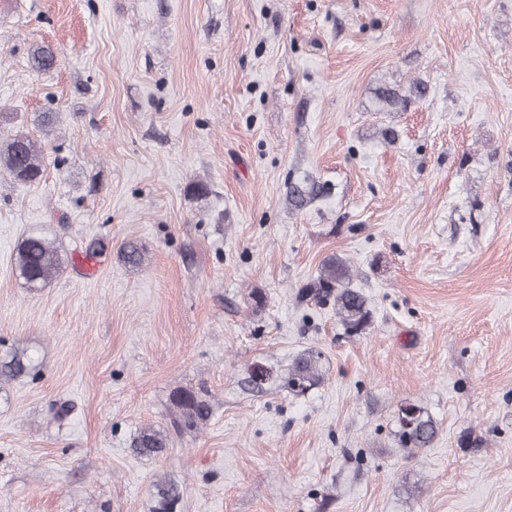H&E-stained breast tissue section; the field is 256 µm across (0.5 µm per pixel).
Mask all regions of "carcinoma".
I'll list each match as a JSON object with an SVG mask.
<instances>
[{
  "label": "carcinoma",
  "instance_id": "1",
  "mask_svg": "<svg viewBox=\"0 0 512 512\" xmlns=\"http://www.w3.org/2000/svg\"><path fill=\"white\" fill-rule=\"evenodd\" d=\"M32 67L39 71L49 70L55 64V53L48 45H37L30 51ZM381 108H404L409 98L397 90L381 87L376 92ZM48 152L45 146L35 142L23 133L0 138V169L12 181L19 184L39 182L46 170ZM144 248L135 239L128 241L121 258L134 268L142 264ZM66 264L58 247L46 237L31 234L24 238L15 258V270L28 288L39 290L59 276ZM351 274L346 262L330 256L322 262L319 275L305 288V295L318 301L333 300L344 330L351 335L362 333L369 324L370 310L362 294L350 286ZM322 353L309 350L297 358L288 369L285 386L297 395H303L322 379L320 370ZM176 409L173 427L180 431L193 429L205 422L209 401L192 390L176 392L172 397ZM411 417L398 415L399 436L403 447L418 452L433 442L437 428L435 422L421 407L409 406ZM133 452L143 457H159L169 448L168 436L164 431L152 427L140 430L131 443ZM180 486L173 480L157 484V499L154 512H175L180 501Z\"/></svg>",
  "mask_w": 512,
  "mask_h": 512
}]
</instances>
